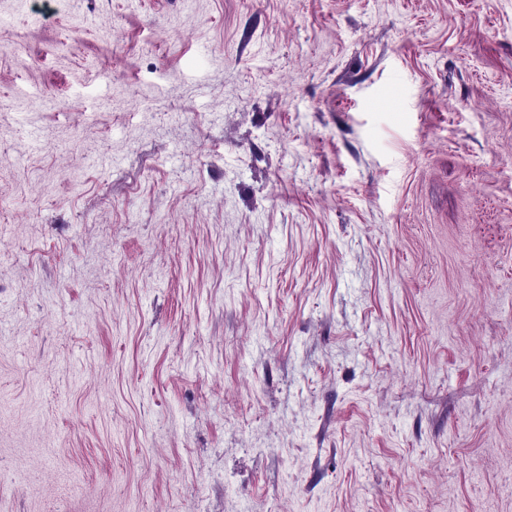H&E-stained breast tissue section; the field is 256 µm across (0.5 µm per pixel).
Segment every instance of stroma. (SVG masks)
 <instances>
[{"instance_id": "stroma-1", "label": "stroma", "mask_w": 512, "mask_h": 512, "mask_svg": "<svg viewBox=\"0 0 512 512\" xmlns=\"http://www.w3.org/2000/svg\"><path fill=\"white\" fill-rule=\"evenodd\" d=\"M0 512H512V0H0Z\"/></svg>"}]
</instances>
